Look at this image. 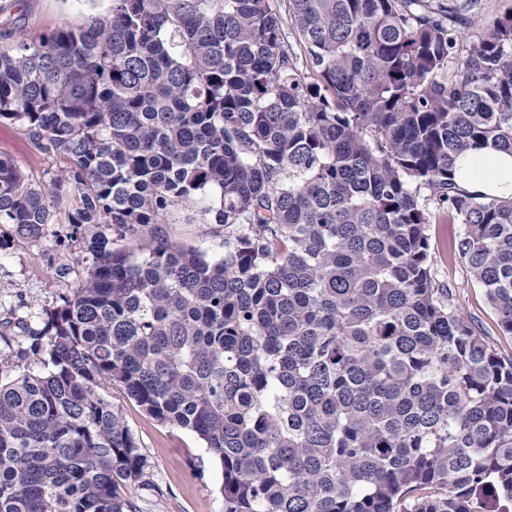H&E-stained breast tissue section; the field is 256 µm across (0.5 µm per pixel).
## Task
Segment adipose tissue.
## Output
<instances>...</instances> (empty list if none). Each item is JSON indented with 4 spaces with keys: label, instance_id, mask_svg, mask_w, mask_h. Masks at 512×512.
<instances>
[{
    "label": "adipose tissue",
    "instance_id": "obj_1",
    "mask_svg": "<svg viewBox=\"0 0 512 512\" xmlns=\"http://www.w3.org/2000/svg\"><path fill=\"white\" fill-rule=\"evenodd\" d=\"M456 182L471 194L512 198V155L487 148L466 151L457 161Z\"/></svg>",
    "mask_w": 512,
    "mask_h": 512
}]
</instances>
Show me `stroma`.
I'll return each mask as SVG.
<instances>
[{
  "instance_id": "obj_1",
  "label": "stroma",
  "mask_w": 512,
  "mask_h": 512,
  "mask_svg": "<svg viewBox=\"0 0 512 512\" xmlns=\"http://www.w3.org/2000/svg\"><path fill=\"white\" fill-rule=\"evenodd\" d=\"M0 0V47L11 44L16 32L36 38L62 22L78 23L86 10L75 0H25L13 8ZM0 155L11 157L33 179L46 171L63 170L64 158L41 152L18 128L0 123ZM166 230L172 242L197 248L211 256L224 251V228L208 217L179 216ZM66 222L48 226L40 236L18 233L15 225L0 224V373L12 378L39 365L27 350L31 334L43 326V311L60 304L87 274L78 249L67 246ZM462 232L445 211L431 209L429 237L437 285L446 288L454 308L473 330L505 359L512 358V335L504 334L481 288L464 260L451 250ZM133 433L145 460L141 479L124 490L135 512H224L221 470L192 432L158 423L130 399L123 388L110 392Z\"/></svg>"
}]
</instances>
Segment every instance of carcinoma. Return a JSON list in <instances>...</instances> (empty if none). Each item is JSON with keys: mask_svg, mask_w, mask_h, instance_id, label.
<instances>
[{"mask_svg": "<svg viewBox=\"0 0 512 512\" xmlns=\"http://www.w3.org/2000/svg\"><path fill=\"white\" fill-rule=\"evenodd\" d=\"M482 2L288 0L307 75L278 0H105L0 49V122L67 161L0 156V224L66 200L88 262L0 378V512H132L114 384L199 437L224 512H512V359L437 285L420 195L511 335L512 199L454 181L512 153V11L458 30ZM214 195L222 256L164 234Z\"/></svg>", "mask_w": 512, "mask_h": 512, "instance_id": "1", "label": "carcinoma"}]
</instances>
